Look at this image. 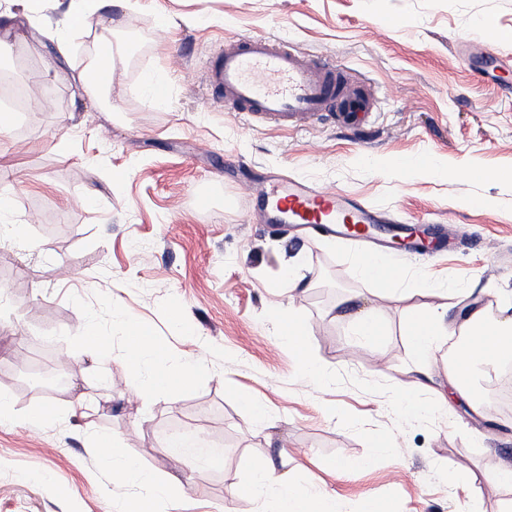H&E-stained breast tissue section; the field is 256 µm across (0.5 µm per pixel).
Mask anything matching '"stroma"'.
<instances>
[{
    "mask_svg": "<svg viewBox=\"0 0 512 512\" xmlns=\"http://www.w3.org/2000/svg\"><path fill=\"white\" fill-rule=\"evenodd\" d=\"M69 0H0V77L28 101L0 131V171L23 239L0 237V512H128L149 491L116 480L89 439L110 434L156 481L180 477L154 512H255L236 497L255 464L314 484L357 512H500L512 487L488 480L512 462V413L480 418L448 380V359L414 355L405 327L417 307L449 304V319L488 318L512 305V0H126L68 32ZM67 35L59 57L52 33ZM122 37L106 88L82 75L105 33ZM279 35L311 56L341 59L378 100L364 128L296 129L230 112L205 82L226 39ZM497 70L479 79L475 68ZM429 170L402 175L398 161ZM284 173L336 188L395 221L458 225L467 243L434 258L400 250L388 283L354 273V246L309 240L268 220L248 189ZM212 190L198 209L195 190ZM296 268L302 283L285 289ZM353 311L376 308L384 327L344 360ZM130 316L171 363L204 371L147 403L119 398ZM308 331L309 354L334 370L317 391L277 334L287 317ZM95 318L113 354L71 353ZM432 402L403 423L396 389ZM52 400L62 422L31 415ZM265 404L254 420L248 401ZM191 430L216 437L224 465L188 470L160 442ZM391 452L373 454L375 438ZM349 462L329 471L325 463ZM458 481L448 484L444 472Z\"/></svg>",
    "mask_w": 512,
    "mask_h": 512,
    "instance_id": "1",
    "label": "stroma"
}]
</instances>
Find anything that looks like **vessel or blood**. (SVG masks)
I'll return each mask as SVG.
<instances>
[{
	"mask_svg": "<svg viewBox=\"0 0 512 512\" xmlns=\"http://www.w3.org/2000/svg\"><path fill=\"white\" fill-rule=\"evenodd\" d=\"M207 82L221 93L225 108L282 127L334 112L353 120L376 108L365 84L335 60L307 55L270 35L226 41L210 63ZM272 183L271 190L259 194L262 206L305 233L354 240L369 256L380 234L396 232L403 235L407 251L419 250L420 239L406 234L403 226L361 201L340 196L335 188L285 176L273 177Z\"/></svg>",
	"mask_w": 512,
	"mask_h": 512,
	"instance_id": "vessel-or-blood-1",
	"label": "vessel or blood"
}]
</instances>
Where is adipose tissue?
Segmentation results:
<instances>
[{"label":"adipose tissue","instance_id":"obj_1","mask_svg":"<svg viewBox=\"0 0 512 512\" xmlns=\"http://www.w3.org/2000/svg\"><path fill=\"white\" fill-rule=\"evenodd\" d=\"M406 333L414 338L412 349L415 356L427 363L440 349L443 338L454 335L455 330L441 314L426 310L409 319ZM469 333L473 340L468 356L461 362L468 372L483 374L488 368L499 366L504 360L512 358V316L505 314L491 320L481 313L473 315ZM286 336L289 347L296 352L304 373L315 388L326 389L331 381V371L309 357L308 333L304 325L297 320H289ZM125 361L135 378L132 388L140 402L173 383L188 382L197 369L193 363L169 365L163 353L148 337L127 348ZM271 488L277 489L284 512H335L333 496L288 481L268 462L258 463L252 480L241 486L243 497L253 500L261 498Z\"/></svg>","mask_w":512,"mask_h":512}]
</instances>
